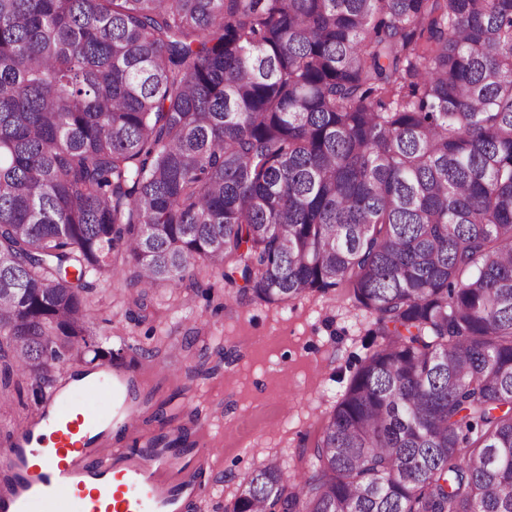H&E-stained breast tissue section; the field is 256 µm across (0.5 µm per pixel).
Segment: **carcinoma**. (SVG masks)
Wrapping results in <instances>:
<instances>
[{"instance_id":"1","label":"carcinoma","mask_w":512,"mask_h":512,"mask_svg":"<svg viewBox=\"0 0 512 512\" xmlns=\"http://www.w3.org/2000/svg\"><path fill=\"white\" fill-rule=\"evenodd\" d=\"M205 264L375 316L292 482L230 512H512V0H0V362Z\"/></svg>"}]
</instances>
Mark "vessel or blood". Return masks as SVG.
<instances>
[{
    "label": "vessel or blood",
    "instance_id": "1",
    "mask_svg": "<svg viewBox=\"0 0 512 512\" xmlns=\"http://www.w3.org/2000/svg\"><path fill=\"white\" fill-rule=\"evenodd\" d=\"M106 385L120 401L115 416L63 406L57 390L10 440L1 452L0 512H63L68 504L78 512H198L199 473L213 449L201 443L177 454L143 447L129 377L108 371L85 390ZM115 427L132 434L131 445L109 447Z\"/></svg>",
    "mask_w": 512,
    "mask_h": 512
}]
</instances>
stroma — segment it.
I'll return each mask as SVG.
<instances>
[{
  "instance_id": "1",
  "label": "stroma",
  "mask_w": 512,
  "mask_h": 512,
  "mask_svg": "<svg viewBox=\"0 0 512 512\" xmlns=\"http://www.w3.org/2000/svg\"><path fill=\"white\" fill-rule=\"evenodd\" d=\"M206 287L155 289L147 313L128 298L123 276L87 294L92 330L109 336L120 356L113 366L133 374L144 437L175 435L208 442L218 455L206 465L208 493L200 512H224L238 484L269 458L289 478L308 470L307 446L341 399L350 376L373 347L372 315L339 287L288 304L236 303L219 270L198 265ZM195 337L184 348L185 337ZM158 348L152 358L134 346ZM211 371L193 376L199 364ZM0 446L32 418L46 398L33 378L0 371Z\"/></svg>"
}]
</instances>
